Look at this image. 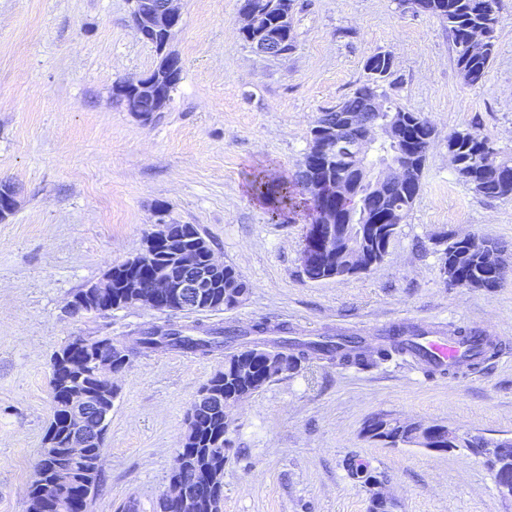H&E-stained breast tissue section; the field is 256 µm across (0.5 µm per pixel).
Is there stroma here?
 <instances>
[{"label": "stroma", "mask_w": 512, "mask_h": 512, "mask_svg": "<svg viewBox=\"0 0 512 512\" xmlns=\"http://www.w3.org/2000/svg\"><path fill=\"white\" fill-rule=\"evenodd\" d=\"M496 53L464 85L448 26L398 0H295L296 47L257 54L237 0H182L170 50L183 63L166 111H127L113 85L150 71L152 44L131 0H0V181L19 192L0 220V512H27L51 417L50 360L74 336L131 342L172 321L289 337L462 328L497 355L453 378L411 358L373 367L301 364L243 402L227 433L223 512H512L485 460L368 438L378 418L434 423L489 440L512 436V199L474 195L448 158V135L473 128L512 152V0H496ZM393 56L387 92L436 127L421 191L389 254L369 272L319 282L300 252L310 202L271 217L253 172L297 170L309 129L364 83L365 62ZM195 226L251 284L231 310L132 306L72 315L86 285L123 263L158 220ZM498 241L500 287H453L438 236ZM223 352L135 353L114 380L97 492L89 512H154L199 390Z\"/></svg>", "instance_id": "stroma-1"}]
</instances>
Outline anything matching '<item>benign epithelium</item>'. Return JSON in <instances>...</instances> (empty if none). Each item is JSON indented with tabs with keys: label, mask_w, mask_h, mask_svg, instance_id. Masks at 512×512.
Here are the masks:
<instances>
[{
	"label": "benign epithelium",
	"mask_w": 512,
	"mask_h": 512,
	"mask_svg": "<svg viewBox=\"0 0 512 512\" xmlns=\"http://www.w3.org/2000/svg\"><path fill=\"white\" fill-rule=\"evenodd\" d=\"M182 0H159L147 15L137 11L131 12L134 25L141 36L157 49L158 63L171 66L179 60L177 54L169 50L172 31L181 22ZM238 17L242 22L240 31L248 32L260 26L263 19V3L259 0H239ZM255 51L264 56L276 57L285 54L283 43L277 36L269 35L255 42ZM147 76H135L130 85L120 89L129 112L138 111V91L146 82ZM313 134L327 138L330 149L336 157L352 161L363 167L378 139L385 135V126L374 125L363 119H354L346 115L336 117V125L324 129L316 126ZM412 171L411 161L384 169L371 183L374 190L392 183H407ZM337 199L347 205L354 199L350 185L343 178L330 184ZM18 205L14 190L7 185H0V220L12 214ZM198 238L197 230L191 224H169L159 219L157 228L147 236L146 244L140 251L145 259L151 260L155 254H175L183 256L173 272L165 265H155L144 276L126 282L127 292L133 294L129 300L134 306H145L164 312L176 308L179 310H198L205 306V301L213 294L216 287V274L224 270V263L214 257L213 250H208L201 259L191 254H182L183 244ZM336 242V225L310 224L307 226L301 251L302 269L308 270L319 260V255L333 250ZM112 308V274H107L101 281L85 289V293L75 297L70 305L74 315L97 313ZM76 344L69 347L64 355V365L70 373L77 374L90 365L101 375H117L123 367L112 363V350L116 344L109 337L96 339L83 336L74 337ZM253 357L266 366V372L278 375L290 371L288 361L280 351L265 345L255 347ZM65 401L69 428L62 445L65 464L61 470L86 462L87 448L103 441L105 421L91 426L88 424L89 413L101 410L96 400L76 383L66 382L60 386ZM240 400L226 398L212 388L203 387L192 401L189 415L197 417L207 413L215 406L224 407V421H229V411L238 406ZM398 424L386 420L383 427L375 430L366 429V435L377 441L387 442L393 446L416 445L437 452H451L466 445L471 435L455 429L447 430L441 435L437 431H427L419 427L414 437L406 440L397 432ZM484 455L495 474L500 491L512 496V438L497 440L486 448L478 449ZM176 475L170 479L169 488L163 493L166 512H196L197 506L212 499L220 493V486L215 483L210 468L199 470L197 465L187 459L174 463ZM34 485L38 487L43 500L58 502L67 484L45 480L42 470H37Z\"/></svg>",
	"instance_id": "7a95c632"
}]
</instances>
